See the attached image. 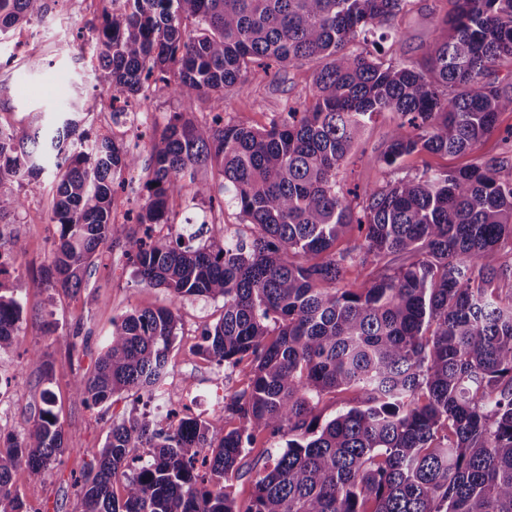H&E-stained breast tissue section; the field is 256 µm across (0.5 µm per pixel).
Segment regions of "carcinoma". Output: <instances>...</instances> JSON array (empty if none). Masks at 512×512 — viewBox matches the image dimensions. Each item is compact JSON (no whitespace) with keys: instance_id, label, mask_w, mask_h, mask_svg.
I'll return each instance as SVG.
<instances>
[{"instance_id":"1","label":"carcinoma","mask_w":512,"mask_h":512,"mask_svg":"<svg viewBox=\"0 0 512 512\" xmlns=\"http://www.w3.org/2000/svg\"><path fill=\"white\" fill-rule=\"evenodd\" d=\"M59 0H0V36L42 19ZM410 0H118L92 27L104 107L125 114L161 87L179 108L149 130L150 168L130 228L115 220L116 190L140 154L82 127L75 103L32 131L0 120V256L25 242L4 220L26 197L6 186L40 182L53 162L58 242L50 288L76 291L100 250L119 248L133 276L173 301H224L199 353L233 368L254 365L248 388L224 396V417L185 416L164 431L131 415L112 425L78 484L80 512H512V148L457 171L400 174L406 155L464 153L512 112L488 80L512 57V0H456L429 68L386 63L359 44L393 26ZM314 104H284L269 127L243 117L191 118L196 103L224 106L257 69L310 61ZM382 112L399 121L382 155L393 168L364 192L360 210L336 174L362 130ZM235 206L245 238L210 227L208 241L173 247L157 225L169 196L186 191ZM356 225L360 261L336 257ZM402 258L391 266L388 257ZM384 272L341 288L368 259ZM172 308L132 309L112 321L92 374L77 378L85 404L150 392L169 374L177 336ZM23 305L0 282V353L24 341ZM353 391L357 405L323 422L324 396ZM20 438L0 445V512H26L13 472L43 479L64 450L50 391ZM223 432L221 438L216 431ZM286 439L240 508L225 483L258 434ZM149 449L144 459L140 449ZM125 480L124 497L113 495Z\"/></svg>"}]
</instances>
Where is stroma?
Masks as SVG:
<instances>
[{
	"instance_id": "1",
	"label": "stroma",
	"mask_w": 512,
	"mask_h": 512,
	"mask_svg": "<svg viewBox=\"0 0 512 512\" xmlns=\"http://www.w3.org/2000/svg\"><path fill=\"white\" fill-rule=\"evenodd\" d=\"M102 8L101 0H59L43 20L0 41V107H8L16 128L34 127L47 113L63 109L64 96L73 92L81 109L92 115L87 123L91 133L111 132L112 119L102 105L104 84L89 64L94 50L91 27L98 23ZM452 9V0H412L394 22L395 35L376 41L371 52L385 60H405L427 68L426 49L441 39L439 20ZM32 57L39 58L40 67H29ZM316 68V63L308 62L290 69L284 84L228 93L224 110L227 115L247 118L256 127L266 126L272 112L284 103H308ZM396 121L394 113L385 112L367 125L337 172L342 188L362 191L390 179L391 170L383 163L382 154ZM509 136L512 112H504L494 132L475 152L414 153L403 157L399 165L409 173L426 167L456 171L496 155ZM12 187L27 195L25 208L12 218V229L25 241L26 251L17 260L8 285L22 299L27 344L38 349L41 358L30 362L20 350L0 354V435L24 433L43 406L44 391H51L53 410L65 432L66 451L44 479L31 480L21 467L14 472L13 481L28 512H79L75 482L103 448L113 424L132 413L147 414L164 429L171 420L167 396L131 392L92 405L73 397L72 384L93 371L113 318L135 307L169 306L171 296L162 288L135 285L117 249L98 256L80 291L58 292L41 286V273L56 237L51 221L52 179L43 177L37 189L18 181ZM171 207L181 223L239 222L235 208L213 211L206 202L188 195L173 197ZM223 306V300L207 298L179 303L178 335L169 354L172 380L188 386L195 397L190 414L203 418L214 413L212 399L217 389L231 394L246 389L252 378L250 363H241L220 376L215 364L197 352L203 330L222 315ZM279 446V441L265 436L253 441L245 466L229 482L238 505L249 503L258 472L271 463Z\"/></svg>"
}]
</instances>
